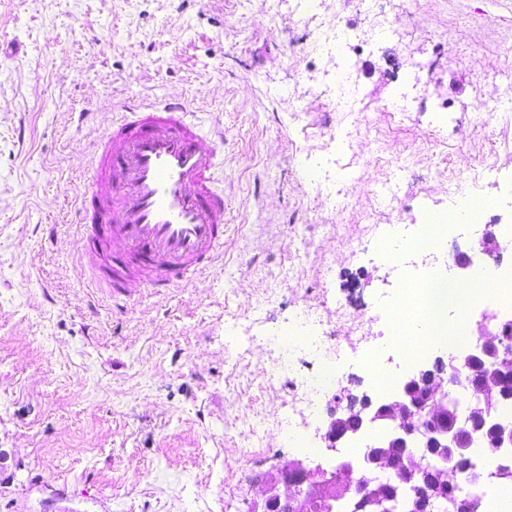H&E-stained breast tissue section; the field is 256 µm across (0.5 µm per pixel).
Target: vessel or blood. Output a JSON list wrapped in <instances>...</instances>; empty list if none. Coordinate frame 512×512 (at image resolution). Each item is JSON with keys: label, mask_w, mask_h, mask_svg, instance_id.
<instances>
[{"label": "vessel or blood", "mask_w": 512, "mask_h": 512, "mask_svg": "<svg viewBox=\"0 0 512 512\" xmlns=\"http://www.w3.org/2000/svg\"><path fill=\"white\" fill-rule=\"evenodd\" d=\"M88 161L75 221L95 286L129 302L207 275L224 245L215 170L224 139L204 132L183 99L124 101Z\"/></svg>", "instance_id": "b4317fda"}]
</instances>
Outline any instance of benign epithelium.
<instances>
[{"label": "benign epithelium", "mask_w": 512, "mask_h": 512, "mask_svg": "<svg viewBox=\"0 0 512 512\" xmlns=\"http://www.w3.org/2000/svg\"><path fill=\"white\" fill-rule=\"evenodd\" d=\"M483 340L467 350L444 359L439 356L427 367L412 370L397 388L379 396L367 392L348 395L342 411L329 413L321 441L329 451L351 437L363 438L371 430L386 425L376 442L365 449L361 459L362 478L374 491H363L352 499L353 512H388V493L377 488L379 474H390L387 487L407 489L412 477L427 472L423 479L435 494L448 491V471L455 460L469 453L475 441L492 433L489 448H512V419L497 416L498 394L506 389L491 387L477 373V367L496 368L503 362L499 340L500 327L488 321L480 323ZM464 371L474 386L476 406L463 419L448 420V368ZM420 447L424 454L436 456L431 469L425 463L412 464L411 449ZM355 470L351 462H341L331 469L299 459L290 460L280 475L263 480L261 502L254 512H306L317 498L325 502L339 499L337 491L347 486Z\"/></svg>", "instance_id": "benign-epithelium-1"}]
</instances>
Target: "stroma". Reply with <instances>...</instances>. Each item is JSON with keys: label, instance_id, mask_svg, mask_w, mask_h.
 Listing matches in <instances>:
<instances>
[{"label": "stroma", "instance_id": "35a3bbf8", "mask_svg": "<svg viewBox=\"0 0 512 512\" xmlns=\"http://www.w3.org/2000/svg\"><path fill=\"white\" fill-rule=\"evenodd\" d=\"M318 25L359 33L347 81ZM509 85L512 0H320L313 21L271 0H0V512H57L62 489L75 512H251L297 456L272 330L311 310L337 338L334 404L375 390L352 345L389 331L403 246L371 227L472 197L512 224ZM169 97L224 127L223 258L128 307L77 263L75 194L98 111ZM342 127L352 168L304 181L298 158Z\"/></svg>", "mask_w": 512, "mask_h": 512}]
</instances>
